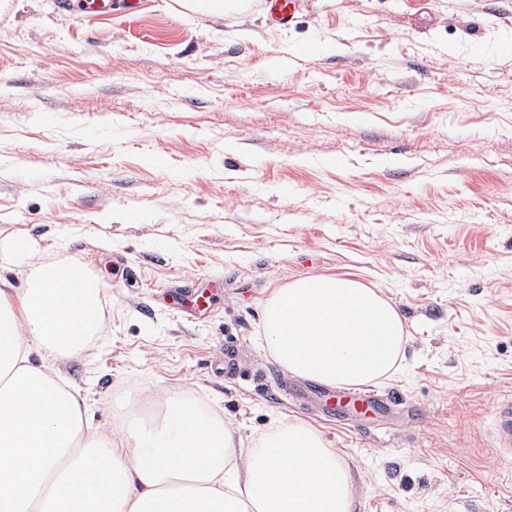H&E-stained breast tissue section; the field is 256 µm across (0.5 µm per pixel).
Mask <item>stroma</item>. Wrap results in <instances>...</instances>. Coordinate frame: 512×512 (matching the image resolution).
<instances>
[{
  "label": "stroma",
  "mask_w": 512,
  "mask_h": 512,
  "mask_svg": "<svg viewBox=\"0 0 512 512\" xmlns=\"http://www.w3.org/2000/svg\"><path fill=\"white\" fill-rule=\"evenodd\" d=\"M311 39L330 52L289 65ZM71 262L106 324L58 363L93 430L139 394L242 452L296 417L348 458L355 512H512V0H299L285 29L263 0H0V279ZM318 275L403 318L380 410L277 389L264 305Z\"/></svg>",
  "instance_id": "stroma-1"
}]
</instances>
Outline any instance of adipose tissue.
<instances>
[{"instance_id": "adipose-tissue-1", "label": "adipose tissue", "mask_w": 512, "mask_h": 512, "mask_svg": "<svg viewBox=\"0 0 512 512\" xmlns=\"http://www.w3.org/2000/svg\"><path fill=\"white\" fill-rule=\"evenodd\" d=\"M81 279L70 263L0 289V512H353L349 462L301 420L242 456L226 424L170 404L152 429L89 432L86 396L48 364L104 327L96 289L68 296ZM263 333L288 373L345 387L391 378L407 342L380 289L335 275L274 289Z\"/></svg>"}]
</instances>
